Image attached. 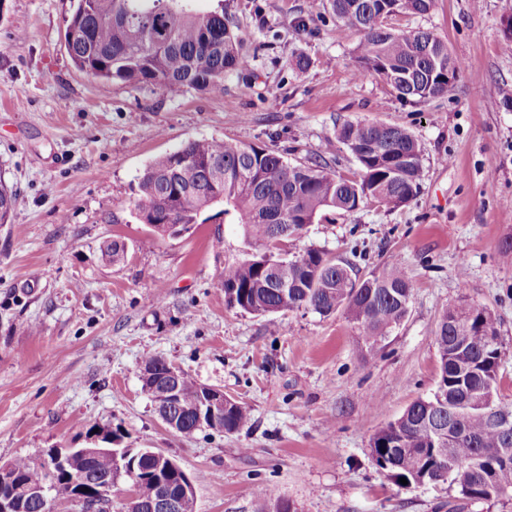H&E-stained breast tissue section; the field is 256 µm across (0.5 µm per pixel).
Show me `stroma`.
Wrapping results in <instances>:
<instances>
[{"label":"stroma","instance_id":"1","mask_svg":"<svg viewBox=\"0 0 512 512\" xmlns=\"http://www.w3.org/2000/svg\"><path fill=\"white\" fill-rule=\"evenodd\" d=\"M200 5L223 8L244 64L219 89L175 97L78 70L64 45L73 0L0 6V179L18 198L0 224V464L93 446L89 429L109 426L122 447L177 462L195 512H260L278 499L297 512H448L453 490L398 485L370 438L434 391V330L459 304L495 314L498 395L512 403V105L501 101L512 87V0H437L394 19L434 31L463 64L452 94L425 104L354 77L358 35L312 14L310 0ZM347 121L406 127L424 147L421 189L401 207L328 215L284 248H322L364 273L404 266L409 314L370 355L341 311L227 308L220 276L249 249L236 225L208 211L161 238L135 209L149 162L200 137L353 174L335 136ZM113 239L127 247L117 265L101 259ZM151 356L245 404L249 423L192 437L167 428L140 377Z\"/></svg>","mask_w":512,"mask_h":512}]
</instances>
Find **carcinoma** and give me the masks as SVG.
Wrapping results in <instances>:
<instances>
[{
	"mask_svg": "<svg viewBox=\"0 0 512 512\" xmlns=\"http://www.w3.org/2000/svg\"><path fill=\"white\" fill-rule=\"evenodd\" d=\"M193 0H76L64 42L76 68L101 80L153 84L170 95L187 87L211 90L242 67L241 43L224 12H199ZM360 35L358 75L385 81L397 97L416 104L453 92L461 70L448 59V45L428 30H401L385 19L392 13L423 15L436 0H319ZM336 138L358 162L351 177L315 161L292 164L271 150L228 140L197 138L154 158L139 181L135 207L144 224H173L186 232L205 211L217 208L224 223L241 227L253 252L224 267L221 286L229 308L256 316L299 309L329 316L347 313L357 342L368 353L381 347L409 314L413 284L397 263L358 276L351 261L313 246L282 253L284 240L299 238L306 226L328 212L348 213L376 200L389 207L410 202L420 191L424 148L403 126L345 122ZM16 193L0 180V224H7ZM125 245L112 241L101 258L117 264ZM439 374L433 394L413 402L399 417L374 432L371 455L395 482L446 484L457 496L448 512L467 504L512 499V431L492 420L512 410L498 397L503 357L496 317L487 308L452 307L435 330ZM143 382L155 403L167 401L171 364L151 357ZM179 433L191 436L202 405L203 384L183 374L177 382ZM250 411L232 400L224 406L220 434L245 427ZM23 484L56 481V494L73 493L62 473L50 475L32 458L11 461ZM70 470L85 474V496L116 477L112 453H77ZM154 488L145 481L138 499L121 512H144Z\"/></svg>",
	"mask_w": 512,
	"mask_h": 512,
	"instance_id": "cac0c4a2",
	"label": "carcinoma"
}]
</instances>
